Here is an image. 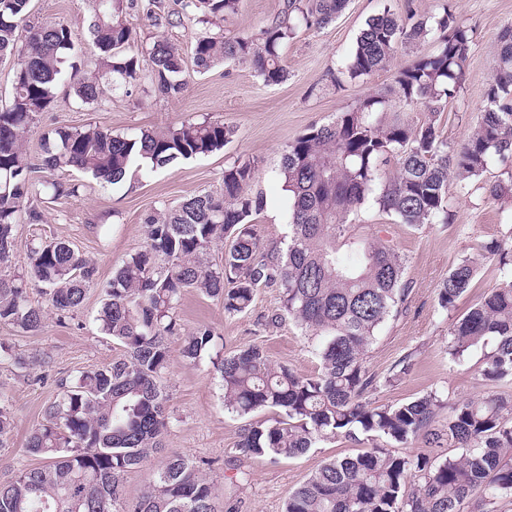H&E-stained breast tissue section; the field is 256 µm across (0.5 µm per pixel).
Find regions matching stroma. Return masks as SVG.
Returning a JSON list of instances; mask_svg holds the SVG:
<instances>
[{
    "mask_svg": "<svg viewBox=\"0 0 512 512\" xmlns=\"http://www.w3.org/2000/svg\"><path fill=\"white\" fill-rule=\"evenodd\" d=\"M164 2L170 21L156 23L145 14L134 13L128 25L136 44L164 39L181 50L190 73L184 93L166 97L140 81L118 93L105 91L101 101L84 103L70 87L58 86L53 109L39 115L28 135V153L38 155L44 134L56 128L89 124L132 135L207 119L233 126V138L209 155L180 159L153 172L139 171L108 188L77 170L63 172V179L76 184L75 194L42 200L38 204L41 221L19 224L13 269L24 268L32 242L57 239L91 257L102 282L109 280L114 268L143 248L148 214L187 196L219 190L225 168L236 162L254 163V189L265 201L255 218L257 229L267 244L283 246L289 216L280 169L288 145L310 126L335 120L365 97L387 95L401 69L435 48L430 39L417 46H399L387 70L332 84V76L344 71L370 17L388 7L403 20L413 13L427 18L438 15L446 5L470 29L473 43L465 81L439 116L444 139L455 146L463 143L481 118L500 36L512 26V0H349L332 24L297 30L282 51L287 80L267 86L244 60L195 73L192 48L207 26L197 12L184 9L183 0ZM31 5L32 21L61 19L69 24L74 43L71 58L81 72H89L83 49L89 40L95 0H32ZM280 8L281 0H242L238 13L225 21L224 30L230 35L255 31L276 17ZM511 178L512 164H495L468 194L450 191L452 218L446 224L413 230L379 212L370 200L350 216L355 233L386 237L407 257L405 301L380 328L367 354L368 368L382 379L369 395L371 402L396 405L430 392L453 401L479 399L492 392L512 395V383L483 379L481 353H473L459 365L449 360L448 329L455 312L443 310L438 299L439 284L462 257L478 253L487 242L512 240V201L492 200L487 192L490 183ZM102 299L103 289L98 286L73 313L62 317L47 309L44 324L35 333L0 324V342L7 346L0 354V398L8 402L14 422L12 433L0 446V482L35 465V457L25 449L26 438L55 398L59 381L121 354V347L99 329ZM279 306L278 289L265 287L258 289L251 311L234 317L225 315L220 302L195 292L185 293L180 303L182 333L170 339V364L163 379L172 414L164 453L209 461L207 476L215 485L217 512H283L289 492L326 460L373 446L364 436L356 441L339 436L303 455L276 462L236 452L244 421L224 407L213 366L217 357L256 343L274 363L298 373L310 375L319 368L312 341L292 320L266 325V318ZM204 324L219 336L215 350L198 361H187L180 354L182 338ZM406 356L411 359L408 374L385 383V376Z\"/></svg>",
    "mask_w": 512,
    "mask_h": 512,
    "instance_id": "1",
    "label": "stroma"
}]
</instances>
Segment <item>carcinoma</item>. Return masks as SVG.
<instances>
[{
  "label": "carcinoma",
  "instance_id": "obj_1",
  "mask_svg": "<svg viewBox=\"0 0 512 512\" xmlns=\"http://www.w3.org/2000/svg\"><path fill=\"white\" fill-rule=\"evenodd\" d=\"M241 0H189L210 20L236 14ZM348 0H283L280 14L254 32L198 37L196 71L218 64L251 62L266 85L288 78L281 52L300 26L322 28L336 21ZM142 11L160 19L161 0H98L86 53L97 70L79 74L65 67L72 33L62 20L30 27L18 44L19 24L31 15V0H0V60L18 56L12 93L0 101V324L24 332L41 329L44 307L30 300L39 289L61 313L78 310L98 285L96 262L70 243L32 245L25 272L7 271L16 246L17 218L42 219L33 205L43 190L60 199L76 192L62 180L35 174L64 168L116 185L142 169L205 156L224 147L234 128L221 122H183L130 137L97 126L57 128L52 143L33 158L25 148L36 117L49 111L55 88L68 83L84 103L103 94L104 72L112 89L147 77L159 93L181 95L188 84L180 49L156 40L131 49L126 16ZM435 51L417 57L396 77L393 94L408 105L425 103L430 116L420 125L385 121L378 109L390 104L370 96L334 121L311 126L286 150L280 175L290 200L286 248L265 247L252 217L264 207L253 192L255 166L233 163L220 191L184 199L145 219L146 244L112 271L97 320L102 333L122 347L111 362L59 383L55 399L27 440V452L45 463L25 467L0 483V512H215L214 488L204 474L209 462L170 455L158 465L140 497L128 503L122 479L163 448L171 412L162 378L170 360L169 340L178 335L182 296L196 292L221 302L224 314L248 312L260 287H277L281 312L317 340L321 369L303 375L273 363L250 344L217 361L225 408L247 420L236 451L274 461L306 453L339 435L428 448L448 444L458 453L436 459L427 453L396 454L374 447L326 461L288 497L285 512H460L467 498L476 512H498L512 496V396L488 395L449 402L430 392L397 405H375L368 395L380 383L405 373L404 357L385 379L366 366L382 324L404 302L405 258L388 239L351 233L349 216L369 198L379 211L413 229L448 217V186L459 190L494 162H512V27L497 49V64L485 90L486 109L464 143L443 139L437 116L461 88L472 36L448 3L442 12L406 26L386 8L359 32L345 73L350 79L387 69L399 45L428 37ZM396 171L383 176L381 166ZM225 243L219 262L211 248ZM347 247L339 253L336 243ZM512 245L483 246L482 257H498L500 282L460 314L448 333L449 359L461 364L480 351L482 376L512 381ZM477 262L460 259L438 288L439 305L452 311L472 288ZM208 325L187 336L181 356L195 362L214 346ZM274 410L275 416L256 415ZM13 419L0 400V445Z\"/></svg>",
  "mask_w": 512,
  "mask_h": 512
}]
</instances>
